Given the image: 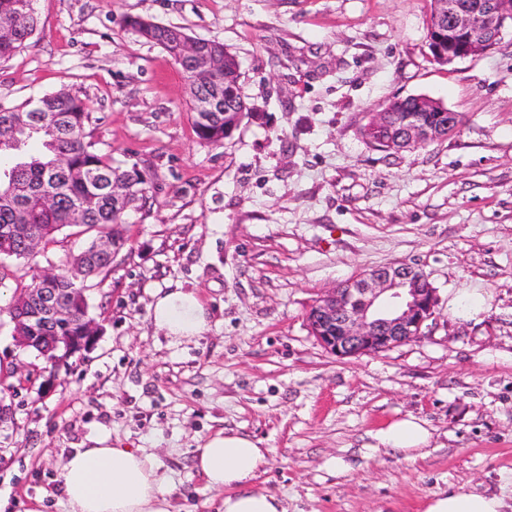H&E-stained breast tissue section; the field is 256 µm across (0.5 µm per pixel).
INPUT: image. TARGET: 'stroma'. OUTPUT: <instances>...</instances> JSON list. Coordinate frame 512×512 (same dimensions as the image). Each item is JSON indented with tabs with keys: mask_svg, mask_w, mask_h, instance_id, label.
Returning a JSON list of instances; mask_svg holds the SVG:
<instances>
[{
	"mask_svg": "<svg viewBox=\"0 0 512 512\" xmlns=\"http://www.w3.org/2000/svg\"><path fill=\"white\" fill-rule=\"evenodd\" d=\"M39 29L0 63V102L68 86L116 163L149 160L155 192L124 224L128 244L89 280L102 331L43 395L45 363L0 314V498L6 512H67L59 473L98 431L156 456L174 512H221L195 450L235 432L269 451L256 488L286 512H424L444 490L512 503V39L433 61L432 0H34ZM141 16L216 40L240 63L256 115L218 147L199 143L180 68L120 25ZM425 95L458 132L397 154L372 149L362 115ZM88 237L57 233L8 261L0 302L61 268ZM394 263L438 290L419 341L340 359L307 314L330 288ZM193 292L207 325L175 340L152 318ZM481 301L478 316L450 305ZM415 416L416 460L377 448Z\"/></svg>",
	"mask_w": 512,
	"mask_h": 512,
	"instance_id": "stroma-1",
	"label": "stroma"
}]
</instances>
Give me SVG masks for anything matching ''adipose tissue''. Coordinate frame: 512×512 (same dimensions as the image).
Returning <instances> with one entry per match:
<instances>
[{
    "mask_svg": "<svg viewBox=\"0 0 512 512\" xmlns=\"http://www.w3.org/2000/svg\"><path fill=\"white\" fill-rule=\"evenodd\" d=\"M153 318L168 336L187 339L201 334L206 312L194 294L176 290L158 298ZM384 449L420 456L431 440L426 422L410 416L379 430ZM267 449L250 437L219 433L197 450L195 466L209 487L223 490L224 512H285L273 493L258 490L254 481L267 462ZM60 482L68 512H173L169 479L154 455L134 448H115L108 435L90 437L64 462ZM502 498L465 490L434 494L425 512H503Z\"/></svg>",
    "mask_w": 512,
    "mask_h": 512,
    "instance_id": "adipose-tissue-1",
    "label": "adipose tissue"
}]
</instances>
